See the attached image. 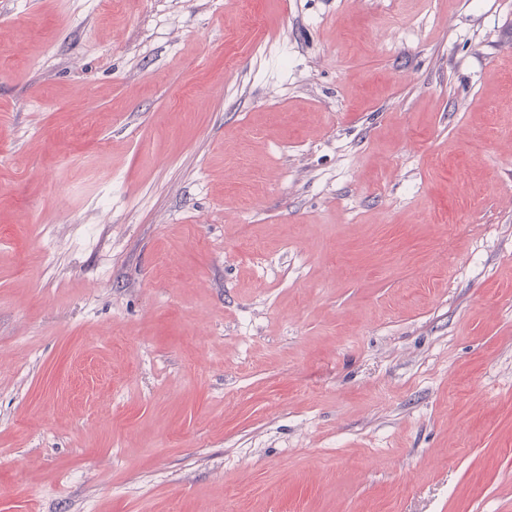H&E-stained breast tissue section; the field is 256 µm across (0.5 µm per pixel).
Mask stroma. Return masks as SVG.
Segmentation results:
<instances>
[{"label": "stroma", "instance_id": "1", "mask_svg": "<svg viewBox=\"0 0 512 512\" xmlns=\"http://www.w3.org/2000/svg\"><path fill=\"white\" fill-rule=\"evenodd\" d=\"M0 512H512V0H0Z\"/></svg>", "mask_w": 512, "mask_h": 512}]
</instances>
